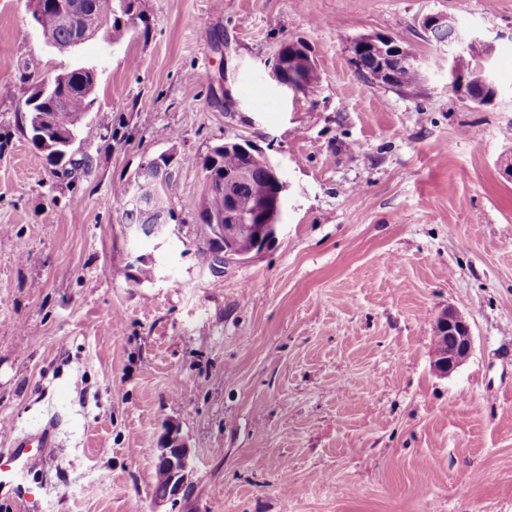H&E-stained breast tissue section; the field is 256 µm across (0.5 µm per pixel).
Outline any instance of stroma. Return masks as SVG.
<instances>
[{"label":"stroma","mask_w":512,"mask_h":512,"mask_svg":"<svg viewBox=\"0 0 512 512\" xmlns=\"http://www.w3.org/2000/svg\"><path fill=\"white\" fill-rule=\"evenodd\" d=\"M145 34L49 47L27 0H0V448L61 417L43 512H512V0H136ZM495 34L499 89L453 91L422 17ZM387 35L422 71L412 93L352 62ZM319 80L283 93L282 42ZM98 68L79 146L56 177L25 134L24 73ZM246 141L289 186L275 241L201 268L197 161ZM175 150L181 225L132 240L137 167ZM154 275L141 279L135 256ZM453 307L474 350L432 367ZM193 455L153 498L168 423Z\"/></svg>","instance_id":"1"}]
</instances>
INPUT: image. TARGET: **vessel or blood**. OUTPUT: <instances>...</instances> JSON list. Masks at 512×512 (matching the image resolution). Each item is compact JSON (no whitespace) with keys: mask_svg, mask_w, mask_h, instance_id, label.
<instances>
[{"mask_svg":"<svg viewBox=\"0 0 512 512\" xmlns=\"http://www.w3.org/2000/svg\"><path fill=\"white\" fill-rule=\"evenodd\" d=\"M55 423H47L35 436L13 437L11 446L0 451V488L8 489L18 512H42L45 491L29 477L58 448Z\"/></svg>","mask_w":512,"mask_h":512,"instance_id":"b4317fda","label":"vessel or blood"}]
</instances>
